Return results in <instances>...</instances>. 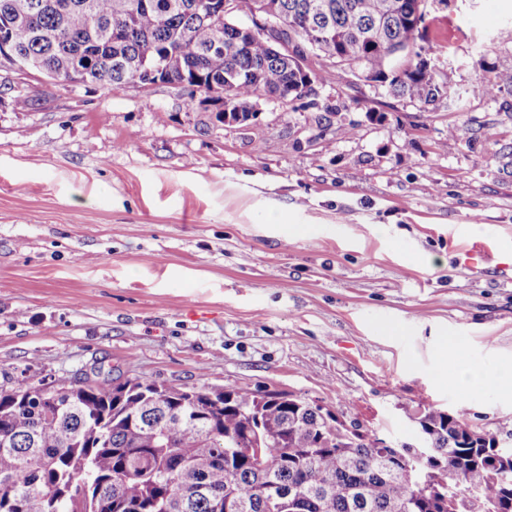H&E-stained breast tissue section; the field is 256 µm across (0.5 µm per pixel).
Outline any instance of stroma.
Instances as JSON below:
<instances>
[{"label":"stroma","mask_w":512,"mask_h":512,"mask_svg":"<svg viewBox=\"0 0 512 512\" xmlns=\"http://www.w3.org/2000/svg\"><path fill=\"white\" fill-rule=\"evenodd\" d=\"M423 10L418 46L448 81L430 106L317 58L313 94L230 125L166 84L11 75L0 386L103 369L290 393L397 446L428 404L512 438L511 393L451 381L512 363V89L471 92L512 69V0ZM472 236L500 244L475 268Z\"/></svg>","instance_id":"stroma-1"}]
</instances>
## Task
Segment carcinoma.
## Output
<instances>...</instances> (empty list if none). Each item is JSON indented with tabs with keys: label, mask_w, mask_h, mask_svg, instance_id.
<instances>
[{
	"label": "carcinoma",
	"mask_w": 512,
	"mask_h": 512,
	"mask_svg": "<svg viewBox=\"0 0 512 512\" xmlns=\"http://www.w3.org/2000/svg\"><path fill=\"white\" fill-rule=\"evenodd\" d=\"M207 1L0 0V63L21 56L30 73L108 90L174 85L203 95L223 124L256 118L259 96L288 105L323 80ZM275 2L274 32L306 52L397 97H448L415 50L421 0ZM502 86L512 87V70L474 89L491 96ZM35 387L23 376L0 388V512H216L227 499L236 512H455L469 497L485 512H512V458L431 405L415 417L431 446L416 462L412 448L277 392L104 378L40 402Z\"/></svg>",
	"instance_id": "1"
}]
</instances>
